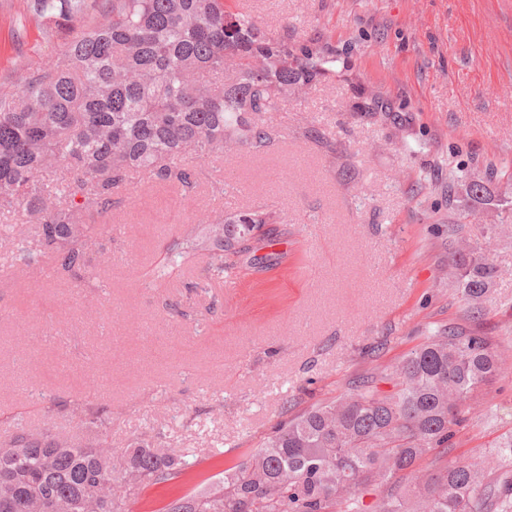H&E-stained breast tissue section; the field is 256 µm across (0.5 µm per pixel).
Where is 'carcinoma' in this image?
<instances>
[{"mask_svg":"<svg viewBox=\"0 0 512 512\" xmlns=\"http://www.w3.org/2000/svg\"><path fill=\"white\" fill-rule=\"evenodd\" d=\"M24 12L63 36L47 67L0 94V216L10 217L4 232L19 262L47 258L87 288L96 287L88 273L99 253L89 220L112 207L130 174L190 188L193 162L261 150V115L334 63L306 40L290 43L227 11L224 0H24ZM448 179L449 192L461 187L474 207L493 201L483 178L451 170ZM278 220L264 210L208 212L183 225L154 278L188 264L215 276L262 264L257 252L273 239L254 229ZM460 230L448 225L464 269L458 290L478 316L497 269L467 257ZM501 371L487 337L440 327L386 370L394 394L380 395L372 376L352 383L345 396L281 421L214 486L167 512H512V437L479 462L446 460L423 482L399 481L429 449L448 447L459 407ZM73 414L112 423L110 410ZM188 456L22 430L0 448V512H129L136 490L176 477Z\"/></svg>","mask_w":512,"mask_h":512,"instance_id":"obj_1","label":"carcinoma"}]
</instances>
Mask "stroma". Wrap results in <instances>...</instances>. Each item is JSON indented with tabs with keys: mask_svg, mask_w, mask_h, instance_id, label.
<instances>
[{
	"mask_svg": "<svg viewBox=\"0 0 512 512\" xmlns=\"http://www.w3.org/2000/svg\"><path fill=\"white\" fill-rule=\"evenodd\" d=\"M289 41L334 56L330 75L265 113L270 142L201 161L192 204L131 175L95 216L111 262L89 296L72 278L10 267L0 247V440L20 430L95 436L76 405L112 412L116 447L145 438L192 448L177 477L137 490L130 512H165L259 448L286 415L346 394L430 331L488 337L505 371L462 407L448 450L473 462L512 436V0H228ZM23 0H0V91L51 61L50 27L15 26ZM395 116L368 111L374 99ZM488 178L502 206L467 215L448 174ZM223 191H215V182ZM266 209L280 222L274 260L228 288L202 267L168 287L148 271L203 212ZM493 241L498 269L481 318L458 293L445 227ZM29 336L25 364L18 337Z\"/></svg>",
	"mask_w": 512,
	"mask_h": 512,
	"instance_id": "1",
	"label": "stroma"
}]
</instances>
